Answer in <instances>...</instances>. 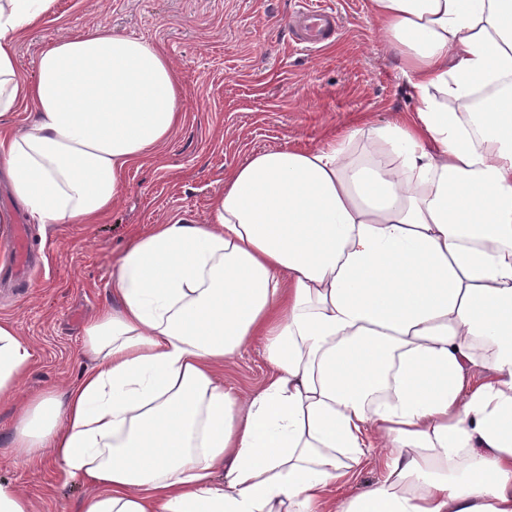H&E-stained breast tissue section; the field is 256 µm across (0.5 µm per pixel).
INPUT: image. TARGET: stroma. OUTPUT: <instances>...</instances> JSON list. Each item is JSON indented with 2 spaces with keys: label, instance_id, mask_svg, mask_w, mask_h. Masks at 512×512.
Masks as SVG:
<instances>
[{
  "label": "stroma",
  "instance_id": "stroma-1",
  "mask_svg": "<svg viewBox=\"0 0 512 512\" xmlns=\"http://www.w3.org/2000/svg\"><path fill=\"white\" fill-rule=\"evenodd\" d=\"M342 17L335 42L309 52L290 28L297 0H55L54 11L18 44L22 69L34 74L51 42L79 24L158 45L187 94L183 121L158 152L125 176L111 214L97 224H33L5 190L0 210L28 227L30 255L42 270L29 279L0 276V319L31 344L35 367L18 395L75 381L83 369L81 331L109 300L108 284L133 239L182 216L204 222L224 175L256 152L313 149L359 118L387 120L416 102L370 17L369 0H327ZM270 374L259 341L224 367V384L253 394ZM13 405H0V480L28 495L36 512H79L88 494L62 481L52 460L15 465L6 433Z\"/></svg>",
  "mask_w": 512,
  "mask_h": 512
}]
</instances>
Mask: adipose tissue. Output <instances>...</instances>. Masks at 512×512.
<instances>
[{"label": "adipose tissue", "instance_id": "1", "mask_svg": "<svg viewBox=\"0 0 512 512\" xmlns=\"http://www.w3.org/2000/svg\"><path fill=\"white\" fill-rule=\"evenodd\" d=\"M53 6L0 0V177L34 222L93 224L185 93L103 24L24 77ZM370 10L414 114L255 154L205 223L139 236L83 329L91 365L16 412L17 462L52 457L90 488L80 512H512V0ZM256 339L271 374L233 392L224 365ZM33 367L0 320V403ZM372 452L380 476L348 493Z\"/></svg>", "mask_w": 512, "mask_h": 512}]
</instances>
